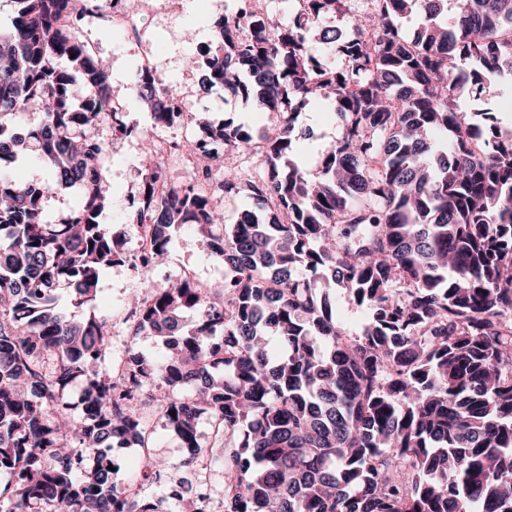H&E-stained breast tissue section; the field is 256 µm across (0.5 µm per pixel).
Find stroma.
<instances>
[{
  "label": "stroma",
  "instance_id": "35a3bbf8",
  "mask_svg": "<svg viewBox=\"0 0 512 512\" xmlns=\"http://www.w3.org/2000/svg\"><path fill=\"white\" fill-rule=\"evenodd\" d=\"M229 0H147L139 9L140 34L131 39L107 22L102 14L86 16L79 24L84 42L96 50V56L109 60L112 90L116 97L130 98L134 72L145 52H152L154 72L164 81L172 83L187 113H202L206 121H243L253 130L268 127L266 113L246 110L224 93L216 91L202 95L199 89L200 71L186 70L181 65L185 54L200 51L210 44L214 22L224 17ZM138 124L133 133L123 135L109 122H101L98 133L107 152L103 158L110 205L104 215L105 223L120 227L126 215L136 204L142 172L149 163L144 144L149 140L168 139L181 135L182 122L168 127L156 126L140 111H132ZM297 125L310 130L311 138L296 145L298 160L307 170H315L319 153L336 143L342 135L341 122L332 108L313 105L300 114ZM195 272L205 287L220 289L224 286V267L216 259L206 256L198 234L183 227L173 234L166 263L159 265L151 279L162 287L177 279L181 269ZM143 283L138 274L128 267L114 266L102 276L96 299L75 309L80 318L108 316L120 318L129 297L141 294Z\"/></svg>",
  "mask_w": 512,
  "mask_h": 512
}]
</instances>
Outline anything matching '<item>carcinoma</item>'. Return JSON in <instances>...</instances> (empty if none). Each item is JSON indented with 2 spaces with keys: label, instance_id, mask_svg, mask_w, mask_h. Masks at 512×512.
<instances>
[{
  "label": "carcinoma",
  "instance_id": "carcinoma-1",
  "mask_svg": "<svg viewBox=\"0 0 512 512\" xmlns=\"http://www.w3.org/2000/svg\"><path fill=\"white\" fill-rule=\"evenodd\" d=\"M10 2L0 162L27 143L48 179L19 184L0 166V512H159L112 459L142 440L147 387L186 455L161 466L147 453L134 482L179 473L168 498L183 512H202L203 417L224 452V512H268L273 498V512H512V130L456 107L512 97V0H370L349 30L336 25L345 0H296L278 25L236 0L202 52L200 89L269 114L258 147L241 125H206L261 172L171 186L153 149L127 218L148 241L130 314L163 352L128 348L120 376L103 368L110 320L58 304L61 288L94 301L103 271L129 262L124 228L102 220L106 146L87 134L104 120L128 132L125 106L65 25L114 0ZM133 94L155 125L181 116L152 72H136ZM35 99L51 107L19 128ZM312 103L343 122L314 174L295 160ZM54 187L80 197L62 224L44 213ZM244 192L257 206L217 223L215 196ZM183 226L224 263L222 294L184 277L154 286ZM338 290L369 311L356 336L336 319ZM78 384L84 417L69 402Z\"/></svg>",
  "mask_w": 512,
  "mask_h": 512
}]
</instances>
